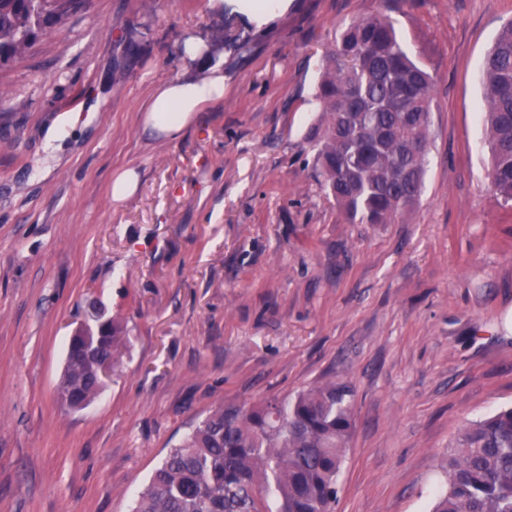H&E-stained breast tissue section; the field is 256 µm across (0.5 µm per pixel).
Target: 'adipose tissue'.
Here are the masks:
<instances>
[{
  "mask_svg": "<svg viewBox=\"0 0 512 512\" xmlns=\"http://www.w3.org/2000/svg\"><path fill=\"white\" fill-rule=\"evenodd\" d=\"M224 96V71L215 67L209 77L196 81L186 77L160 86L147 109L146 124L166 138H177L195 112Z\"/></svg>",
  "mask_w": 512,
  "mask_h": 512,
  "instance_id": "adipose-tissue-1",
  "label": "adipose tissue"
}]
</instances>
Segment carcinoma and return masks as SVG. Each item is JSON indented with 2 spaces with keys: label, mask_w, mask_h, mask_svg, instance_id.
Masks as SVG:
<instances>
[{
  "label": "carcinoma",
  "mask_w": 512,
  "mask_h": 512,
  "mask_svg": "<svg viewBox=\"0 0 512 512\" xmlns=\"http://www.w3.org/2000/svg\"><path fill=\"white\" fill-rule=\"evenodd\" d=\"M82 0H0V66L24 58L41 35ZM212 41L243 53L250 39L220 28ZM317 87L321 123L310 134L328 194L347 220L392 224L419 198L434 83L404 51L391 22L372 15L346 25L326 52ZM482 114L490 184L512 205V24L483 61ZM95 327L68 353L58 396L94 401L103 355L117 361L116 319ZM353 388L330 381L294 397L227 404L169 450L132 512H334L352 435ZM445 488L431 512H512V407L465 424L442 461Z\"/></svg>",
  "instance_id": "1"
}]
</instances>
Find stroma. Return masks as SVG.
Masks as SVG:
<instances>
[{
    "mask_svg": "<svg viewBox=\"0 0 512 512\" xmlns=\"http://www.w3.org/2000/svg\"><path fill=\"white\" fill-rule=\"evenodd\" d=\"M373 14L434 79L426 173L403 221L350 224L307 134L326 51ZM511 22L512 0H288L249 32L208 0H86L0 67V512H131L214 409L330 380L355 392L335 512H429L457 431L512 407V207L479 112ZM215 65L223 99L176 139L145 126L158 85ZM97 308L126 342L72 410L67 345Z\"/></svg>",
    "mask_w": 512,
    "mask_h": 512,
    "instance_id": "35a3bbf8",
    "label": "stroma"
}]
</instances>
